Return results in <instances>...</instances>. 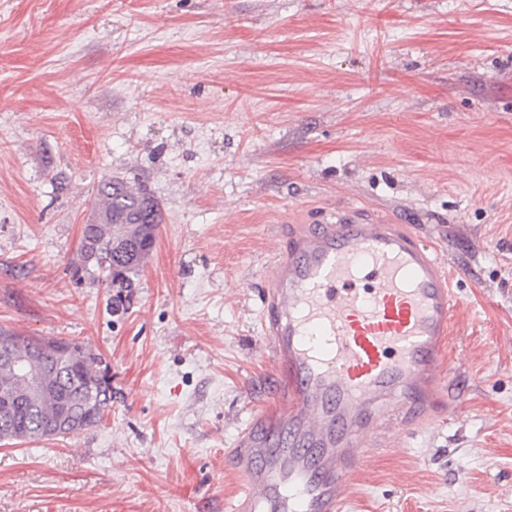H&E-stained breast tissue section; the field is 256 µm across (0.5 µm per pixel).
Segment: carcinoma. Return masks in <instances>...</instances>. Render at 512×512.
<instances>
[{
    "instance_id": "1",
    "label": "carcinoma",
    "mask_w": 512,
    "mask_h": 512,
    "mask_svg": "<svg viewBox=\"0 0 512 512\" xmlns=\"http://www.w3.org/2000/svg\"><path fill=\"white\" fill-rule=\"evenodd\" d=\"M97 192L103 202L101 221L83 226L72 274L129 291L155 243L161 210L145 187L124 178L104 183ZM2 336L14 340V352L37 379L25 383L0 367V440L64 437L66 422L77 433L103 421L112 407V382L101 355L63 338L0 327Z\"/></svg>"
}]
</instances>
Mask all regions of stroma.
<instances>
[{
	"label": "stroma",
	"mask_w": 512,
	"mask_h": 512,
	"mask_svg": "<svg viewBox=\"0 0 512 512\" xmlns=\"http://www.w3.org/2000/svg\"><path fill=\"white\" fill-rule=\"evenodd\" d=\"M130 173L163 222L116 310L70 263ZM348 206L450 272L461 410L385 429L345 512H512V0H0V327L93 347L114 392L0 441V512H231L226 452L279 408L264 273Z\"/></svg>",
	"instance_id": "obj_1"
}]
</instances>
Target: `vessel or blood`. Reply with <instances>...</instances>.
<instances>
[{
	"label": "vessel or blood",
	"instance_id": "b4317fda",
	"mask_svg": "<svg viewBox=\"0 0 512 512\" xmlns=\"http://www.w3.org/2000/svg\"><path fill=\"white\" fill-rule=\"evenodd\" d=\"M264 283L286 380L279 413L253 414L227 453L244 485L234 512H344L384 422L436 408L459 299L416 231L356 208L290 232Z\"/></svg>",
	"mask_w": 512,
	"mask_h": 512
}]
</instances>
